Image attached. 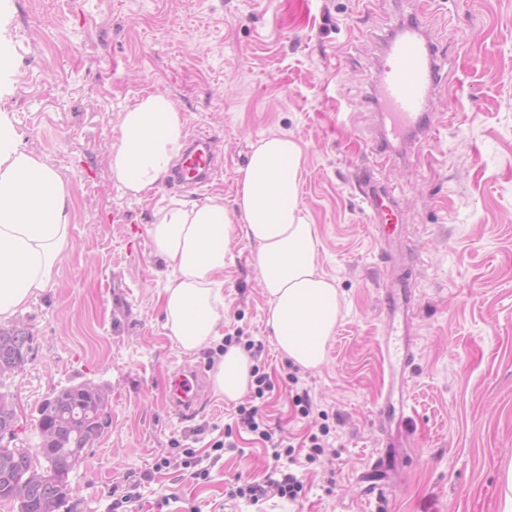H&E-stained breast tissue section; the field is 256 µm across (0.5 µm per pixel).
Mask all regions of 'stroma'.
Masks as SVG:
<instances>
[{
    "mask_svg": "<svg viewBox=\"0 0 512 512\" xmlns=\"http://www.w3.org/2000/svg\"><path fill=\"white\" fill-rule=\"evenodd\" d=\"M417 19L442 64L432 110L449 121L418 154L383 157L372 76L388 34ZM156 91L177 102L189 139L211 137L224 159L211 192L225 206L260 135L285 133L305 150L318 267L344 295L328 359L287 384L242 236L218 327L263 343L257 364L273 389L260 405L293 457L234 430L251 395L206 389L183 422L168 408L172 371L212 372L220 353L188 355L166 336L147 232L162 201L203 194L160 187L132 199L111 177L121 112ZM0 112L73 198L53 284L12 319L33 336L24 370L0 378L21 409L17 446L38 443L52 390L92 383L110 396L102 436L70 472L72 512H112L131 489L141 512H500L512 466V0H0ZM361 167L392 191L400 242L385 243L364 211ZM403 277L414 285L406 334L383 290ZM387 349L407 365H387ZM400 380L409 422L398 427L379 406ZM299 386L313 402L306 417ZM226 437L231 448L212 456ZM188 448L207 480L183 468ZM161 457L171 465L158 472ZM274 470L302 481L296 500L231 496L237 480Z\"/></svg>",
    "mask_w": 512,
    "mask_h": 512,
    "instance_id": "35a3bbf8",
    "label": "stroma"
}]
</instances>
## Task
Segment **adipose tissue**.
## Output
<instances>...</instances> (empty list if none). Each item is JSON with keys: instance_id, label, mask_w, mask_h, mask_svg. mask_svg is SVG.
Returning <instances> with one entry per match:
<instances>
[{"instance_id": "adipose-tissue-1", "label": "adipose tissue", "mask_w": 512, "mask_h": 512, "mask_svg": "<svg viewBox=\"0 0 512 512\" xmlns=\"http://www.w3.org/2000/svg\"><path fill=\"white\" fill-rule=\"evenodd\" d=\"M173 98L155 92L120 115L112 146V180L138 198L158 184L184 144ZM305 151L285 134L252 142L233 207L223 196L158 207L148 232L153 252L177 276L158 296L167 336L193 354L215 341L224 318V266L236 233L253 248L277 350L308 370L326 361L342 316V295L317 265L319 239L301 201ZM71 198L59 174L22 148L8 113H0V322L52 283L68 244ZM253 362L228 347L212 374L216 394L248 390Z\"/></svg>"}]
</instances>
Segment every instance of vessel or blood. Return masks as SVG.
<instances>
[{
	"instance_id": "obj_1",
	"label": "vessel or blood",
	"mask_w": 512,
	"mask_h": 512,
	"mask_svg": "<svg viewBox=\"0 0 512 512\" xmlns=\"http://www.w3.org/2000/svg\"><path fill=\"white\" fill-rule=\"evenodd\" d=\"M437 63L430 43L424 37L421 22L399 26L386 43L385 56L377 66L373 91L377 106L389 125L390 137L383 147H390L392 138L407 136L411 143L436 139L439 126L435 113L429 111L431 94L440 81ZM217 168V156L210 139L194 140L186 148L175 169L173 186L208 183ZM363 204L374 221L381 226L400 222L398 212L386 191L375 186L372 178L360 184ZM203 375L192 370L181 372L172 388L170 400L180 419L189 418L202 387Z\"/></svg>"
}]
</instances>
